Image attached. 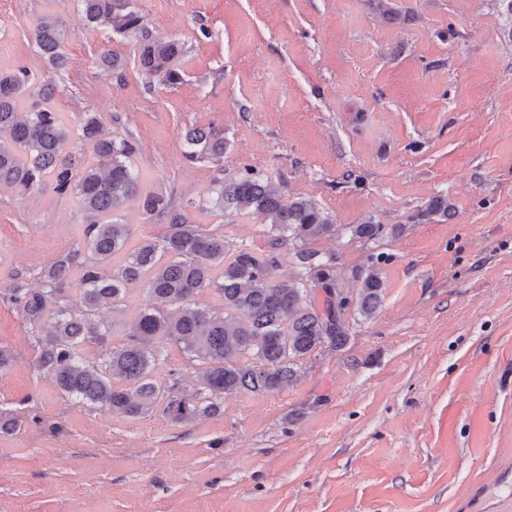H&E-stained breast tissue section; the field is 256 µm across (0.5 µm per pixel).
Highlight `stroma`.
Masks as SVG:
<instances>
[{
	"label": "stroma",
	"mask_w": 512,
	"mask_h": 512,
	"mask_svg": "<svg viewBox=\"0 0 512 512\" xmlns=\"http://www.w3.org/2000/svg\"><path fill=\"white\" fill-rule=\"evenodd\" d=\"M182 45L174 86L146 83L134 39L85 26L79 0H0V66L58 85L70 133L99 113L132 139L142 191L164 192L232 249L269 251L257 214L208 200L243 166L336 226L313 245L350 298L345 344L280 389L188 423L69 399L32 367L29 326L0 299V512H512V15L497 0H136ZM68 30L65 69L33 31ZM111 49L119 72L101 67ZM223 128L222 164L181 133ZM445 195L451 216L419 218ZM373 221L404 225L365 241ZM82 237L75 199L0 189V283ZM383 299L356 311L368 256ZM66 31L59 18L44 14L37 19L34 37L38 52L44 61L56 70L66 66L67 57L63 51Z\"/></svg>",
	"instance_id": "35a3bbf8"
}]
</instances>
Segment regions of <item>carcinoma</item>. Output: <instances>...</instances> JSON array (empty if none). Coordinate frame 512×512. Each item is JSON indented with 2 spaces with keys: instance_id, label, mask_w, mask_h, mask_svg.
Wrapping results in <instances>:
<instances>
[{
  "instance_id": "cac0c4a2",
  "label": "carcinoma",
  "mask_w": 512,
  "mask_h": 512,
  "mask_svg": "<svg viewBox=\"0 0 512 512\" xmlns=\"http://www.w3.org/2000/svg\"><path fill=\"white\" fill-rule=\"evenodd\" d=\"M81 2L84 25L138 42L148 82H182L173 68L180 43L155 37L135 0ZM65 36L58 17L37 19L35 44L56 70L66 66ZM55 95V86L36 84L27 68L0 67V187L24 193L50 187L73 196L85 217L82 244L40 270V288L28 287L20 274L3 288L31 327L36 370L50 375L66 396L100 410L141 416L159 407L170 421L185 423L219 413L226 394L279 389L296 376L298 360L319 347L343 345L346 297L336 291L332 264L309 248L336 225L313 200L286 199L249 168L215 183L209 199L214 207L226 215L259 214L278 234L268 253L233 252L220 227L195 224L172 199L140 190L131 163L135 143L112 137L98 113H84L80 136L71 140L63 114L47 105ZM182 139L186 161H224V129L191 126ZM129 202L138 203L146 220L167 224L165 235L128 249V225L113 216ZM449 210L448 199L439 196L420 216H446ZM354 233L372 241L383 227L367 221ZM289 241L301 271L274 281L276 247ZM304 279L325 293L323 301L303 287ZM133 287L143 292L145 304L124 325L122 344L113 346L120 303ZM207 290L220 300L218 307L196 304ZM381 295L379 276L369 274L356 302L359 313L374 315ZM87 343L102 347L98 360H84ZM171 343L189 363L206 365L203 387L184 388L179 377L169 378L166 388L155 381L161 350ZM247 355L251 360L241 362Z\"/></svg>"
}]
</instances>
